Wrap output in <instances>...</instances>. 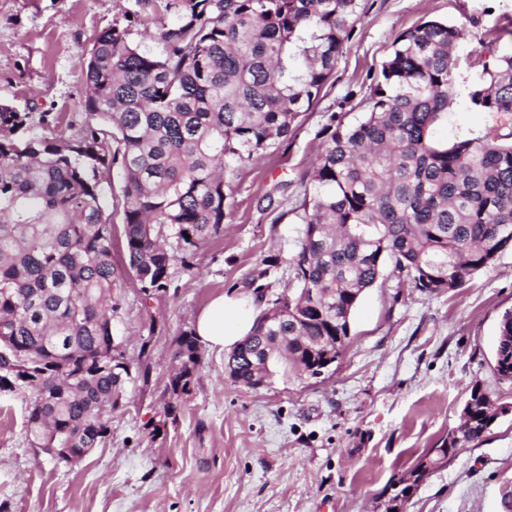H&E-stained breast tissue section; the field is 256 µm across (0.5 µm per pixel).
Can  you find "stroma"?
Instances as JSON below:
<instances>
[{"instance_id":"1","label":"stroma","mask_w":512,"mask_h":512,"mask_svg":"<svg viewBox=\"0 0 512 512\" xmlns=\"http://www.w3.org/2000/svg\"><path fill=\"white\" fill-rule=\"evenodd\" d=\"M127 4L0 0V102L29 113L51 140L87 125L82 56ZM430 19L466 31L456 102L437 138L512 129L511 116L470 110L482 75L467 64L488 45L512 52V0H365L318 100L292 135L242 170L223 234L190 267L172 266L166 292L141 291L125 248L121 186L115 171L100 172L114 224L113 333L150 378L127 383L109 437L75 465L30 446L32 393L0 394V512H386L392 482L456 433L473 384L512 406V383L493 370L499 321L512 310L508 248L451 293L381 276L356 304L342 357L318 378L281 362L268 385L250 389L226 373V353L202 348L191 393L166 410L174 338L213 298L249 293L257 276L270 294L287 287L322 128L361 118L394 39ZM269 255L278 266L264 268ZM402 512H512V413L430 470Z\"/></svg>"}]
</instances>
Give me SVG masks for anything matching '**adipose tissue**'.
I'll return each mask as SVG.
<instances>
[{
    "mask_svg": "<svg viewBox=\"0 0 512 512\" xmlns=\"http://www.w3.org/2000/svg\"><path fill=\"white\" fill-rule=\"evenodd\" d=\"M254 320V309L245 300L219 296L199 313L195 332L208 348L221 350L247 336Z\"/></svg>",
    "mask_w": 512,
    "mask_h": 512,
    "instance_id": "adipose-tissue-1",
    "label": "adipose tissue"
}]
</instances>
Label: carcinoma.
Segmentation results:
<instances>
[{
    "instance_id": "obj_1",
    "label": "carcinoma",
    "mask_w": 512,
    "mask_h": 512,
    "mask_svg": "<svg viewBox=\"0 0 512 512\" xmlns=\"http://www.w3.org/2000/svg\"><path fill=\"white\" fill-rule=\"evenodd\" d=\"M95 38L83 68L93 122L49 140L29 113L0 103V392L34 393L30 445L78 457L110 434L131 365L112 350V220L101 168L119 164L129 266L144 294L164 292L177 258L223 232L243 168L295 130L333 74L363 0H132ZM161 17L159 55L131 38ZM464 33L428 20L399 34L355 124L331 117L300 204L291 287L256 316L225 363L256 389L282 357L310 377L349 335L360 295L385 260L398 284L454 291L512 246V130L452 144L433 132L456 97ZM470 108L512 114V53L487 47ZM494 371L512 372V312L498 327ZM167 392L187 395L201 363L195 334L175 339ZM489 395L474 384L458 435L392 484L401 512L426 472L480 440ZM402 487H397V484Z\"/></svg>"
}]
</instances>
